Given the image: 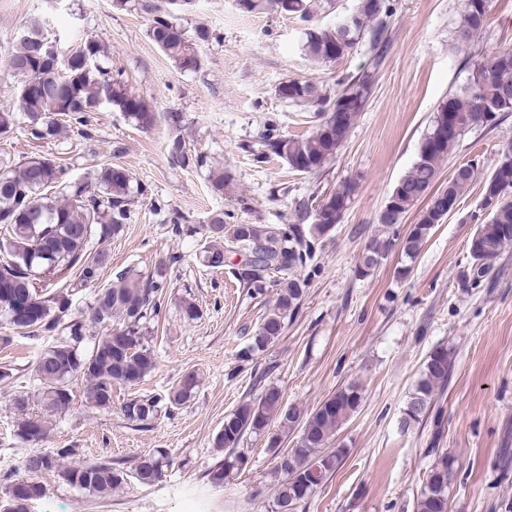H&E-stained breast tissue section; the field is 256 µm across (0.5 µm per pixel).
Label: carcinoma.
<instances>
[{
	"label": "carcinoma",
	"instance_id": "cac0c4a2",
	"mask_svg": "<svg viewBox=\"0 0 512 512\" xmlns=\"http://www.w3.org/2000/svg\"><path fill=\"white\" fill-rule=\"evenodd\" d=\"M241 7L259 11L273 4L284 12L307 17L305 0H240ZM491 0H463L461 22L454 41L465 55L470 75L459 91L451 93L436 106L417 158L397 182L391 195L394 204L378 215L377 222L393 227L403 223L407 214L421 202L417 222L402 239V253L414 261L434 227L447 215L434 212L441 195L448 196V212L459 206L462 197L479 179L478 164H461L463 172H452L448 182L437 188L442 161L453 152L459 140L475 129H491L512 113V48L505 47L486 61L478 60L471 49L487 32ZM391 16L388 0H356L350 11L336 17L328 26H315L305 32L302 51L311 65L334 63L354 52L369 38L372 55L360 71L340 82L341 91L330 94L312 80L292 78L286 100L306 104L321 117L307 134L269 137L263 146L283 159L294 171L315 175L332 161L364 111L382 61L380 47L387 38L385 19ZM168 11L154 9L149 19V36L177 67L191 70L198 66L197 43L209 39L205 29L193 38L172 21ZM12 66L32 76L37 86L16 89L15 108L0 112V132L10 131L23 117L27 133L35 140L91 138L90 114L103 106L126 113L136 126L155 125L157 112L147 101L130 94L124 83L112 78L106 66V52L95 38L80 41L75 48L62 49L43 35V24L32 19L18 36L16 48L7 55ZM457 121V131L445 132L448 113ZM170 157L190 164L185 144L178 137L168 145ZM128 169L106 164L90 179L67 178L66 167L47 155L31 156L12 166L8 153L0 154V315L12 329L22 334L58 333V338L37 359L34 370L46 384L42 402L51 410H62L72 401L69 382L86 381L85 403L92 408L112 407V387L135 386L157 366L158 359L145 338L146 323L162 306L164 271L144 276L129 268L112 283L96 291L93 320L97 324L117 322L112 332L94 343L85 354L81 345L86 328L78 320L61 324V315L72 305L73 292L94 278L106 254L90 256L93 239L107 241L120 233L129 219L134 197L144 194L132 185ZM357 191V182L345 180L319 205L322 222L307 211L304 223L231 224L224 213L210 217L202 243L204 265L224 267L225 255L244 257L236 275L253 295L273 288L274 303L260 320L242 357L248 359L272 347L286 328V319L297 309L305 292L301 270L311 259L314 243L323 236V225L340 223ZM482 197L496 199L487 220L475 229L469 246L472 277L464 283L478 282L489 275L506 246L512 243V151L501 152L491 173L481 182ZM311 223H306V220ZM387 245L375 242L362 257L360 273L368 276L386 256ZM79 271V283L68 291L50 292L55 278L68 271ZM454 367V351L446 345L435 347L427 357L414 388L408 395L401 421L408 429L429 418L436 407L438 392L448 383ZM199 387L196 372L185 373L165 397H135L122 404L123 415L132 422L150 423L162 409H171L190 401ZM361 388L351 383L327 397L307 413L297 405H287L276 385L264 387L261 394L242 402L224 417V425L213 439L224 449V459L207 473L208 482L224 486V478L246 462L239 450L247 434H268V447L274 453V469L282 476L275 488L276 512H296L334 473L343 460V451L330 448L336 431L358 409ZM23 415L15 435L25 443L41 442L47 434L39 420L26 417L29 398L20 395L14 402ZM298 430L296 447L279 450V434ZM434 460L415 501L416 512H449V491L455 458L440 448H431ZM75 455L73 448H59L29 456L24 476L5 487V512H28L29 505L45 495L41 477L56 470L71 486L105 497L126 483L127 473L101 460L86 465L74 463L61 468L62 460ZM169 465L162 450L139 457L134 478L150 486Z\"/></svg>",
	"mask_w": 512,
	"mask_h": 512
}]
</instances>
